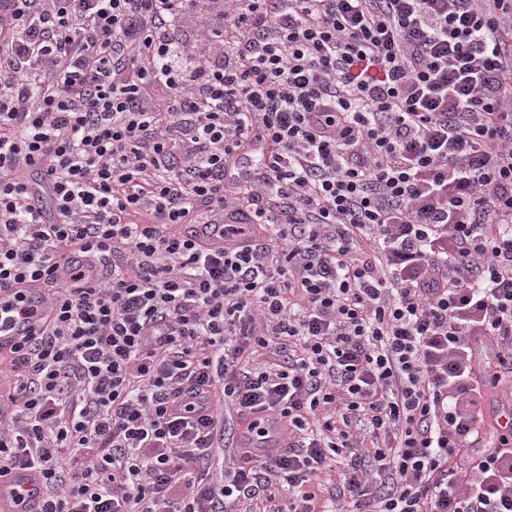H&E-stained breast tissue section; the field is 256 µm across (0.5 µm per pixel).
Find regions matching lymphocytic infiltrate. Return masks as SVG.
<instances>
[{"label":"lymphocytic infiltrate","mask_w":512,"mask_h":512,"mask_svg":"<svg viewBox=\"0 0 512 512\" xmlns=\"http://www.w3.org/2000/svg\"><path fill=\"white\" fill-rule=\"evenodd\" d=\"M73 252L0 354L43 512H512V0H6L0 287Z\"/></svg>","instance_id":"f902f5d3"}]
</instances>
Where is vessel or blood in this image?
Masks as SVG:
<instances>
[{"label": "vessel or blood", "instance_id": "vessel-or-blood-1", "mask_svg": "<svg viewBox=\"0 0 512 512\" xmlns=\"http://www.w3.org/2000/svg\"><path fill=\"white\" fill-rule=\"evenodd\" d=\"M45 280L26 279L0 290V349L8 348L39 326L47 310L41 301ZM38 474L18 469L0 478V512H39Z\"/></svg>", "mask_w": 512, "mask_h": 512}]
</instances>
